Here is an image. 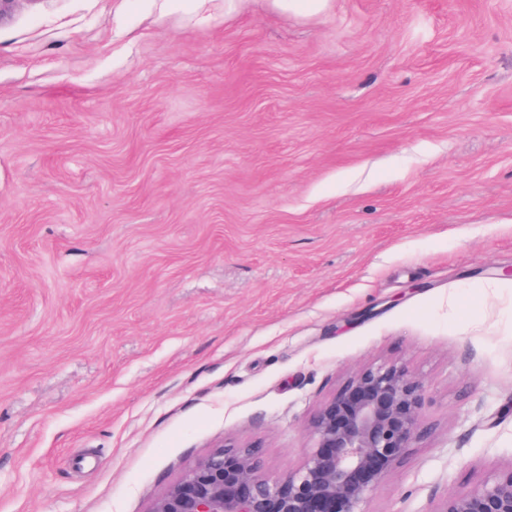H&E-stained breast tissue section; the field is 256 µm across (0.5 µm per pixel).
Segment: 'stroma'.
<instances>
[{
	"mask_svg": "<svg viewBox=\"0 0 512 512\" xmlns=\"http://www.w3.org/2000/svg\"><path fill=\"white\" fill-rule=\"evenodd\" d=\"M19 0L0 21V512L297 467L356 371L427 386L363 512L512 468V0ZM271 12L312 17L324 14L331 0H265Z\"/></svg>",
	"mask_w": 512,
	"mask_h": 512,
	"instance_id": "stroma-1",
	"label": "stroma"
}]
</instances>
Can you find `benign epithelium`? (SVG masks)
I'll return each mask as SVG.
<instances>
[{"label": "benign epithelium", "instance_id": "7a95c632", "mask_svg": "<svg viewBox=\"0 0 512 512\" xmlns=\"http://www.w3.org/2000/svg\"><path fill=\"white\" fill-rule=\"evenodd\" d=\"M425 394L394 363L359 370L310 417L313 446L298 467L272 476L257 450L224 443L149 512H361L420 438ZM432 512H512V467L472 494H442Z\"/></svg>", "mask_w": 512, "mask_h": 512}]
</instances>
